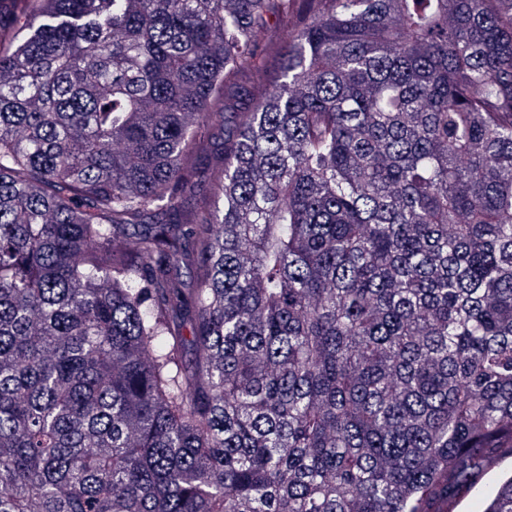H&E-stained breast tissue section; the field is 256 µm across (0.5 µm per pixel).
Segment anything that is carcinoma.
Instances as JSON below:
<instances>
[{"mask_svg": "<svg viewBox=\"0 0 512 512\" xmlns=\"http://www.w3.org/2000/svg\"><path fill=\"white\" fill-rule=\"evenodd\" d=\"M496 455L512 0H0V512H426Z\"/></svg>", "mask_w": 512, "mask_h": 512, "instance_id": "obj_1", "label": "carcinoma"}]
</instances>
